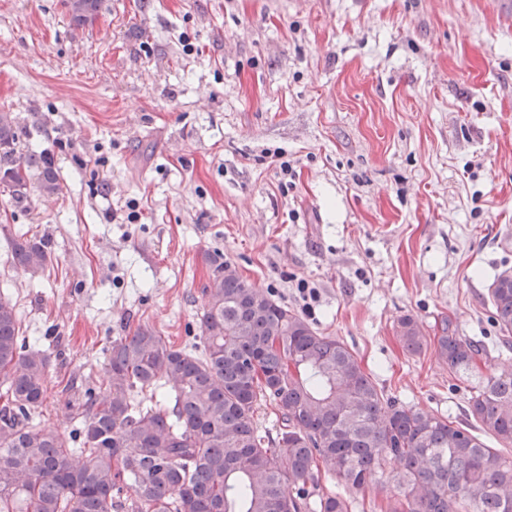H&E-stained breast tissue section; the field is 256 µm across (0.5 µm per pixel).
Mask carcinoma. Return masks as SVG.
I'll list each match as a JSON object with an SVG mask.
<instances>
[{
  "label": "carcinoma",
  "instance_id": "cac0c4a2",
  "mask_svg": "<svg viewBox=\"0 0 512 512\" xmlns=\"http://www.w3.org/2000/svg\"><path fill=\"white\" fill-rule=\"evenodd\" d=\"M77 24L100 0H69ZM18 123L0 112V184L15 206L59 191L53 160L20 154ZM32 275L51 263L48 243H14ZM201 349L178 348L149 325L112 341L108 382L78 403L69 439L30 424L48 395L50 360L26 344L12 300L0 294V512H350L326 491L328 473L350 491L366 488L381 462L399 468L380 512H512V455L488 447L449 418L387 396L348 346L249 285L229 262L206 288ZM495 323L512 341V270L490 291ZM404 350L428 346L470 375L488 357L444 319L426 335L399 319ZM270 405L282 421L273 439L255 422ZM482 431L512 447V375H489L470 397Z\"/></svg>",
  "mask_w": 512,
  "mask_h": 512
}]
</instances>
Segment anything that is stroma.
Listing matches in <instances>:
<instances>
[{
    "mask_svg": "<svg viewBox=\"0 0 512 512\" xmlns=\"http://www.w3.org/2000/svg\"><path fill=\"white\" fill-rule=\"evenodd\" d=\"M4 111L59 184L0 191V290L51 356L38 427L72 432L64 385L105 384L138 325L201 343L216 260L415 408L464 421L512 373L489 301L512 268V0H102L81 27L65 0H0ZM23 233L44 273L12 263ZM406 315L497 355L466 378L409 354ZM25 236L26 234H22L23 239L14 243L12 255L18 265L35 276L45 271L51 263V253L43 238H24Z\"/></svg>",
    "mask_w": 512,
    "mask_h": 512,
    "instance_id": "1",
    "label": "stroma"
}]
</instances>
